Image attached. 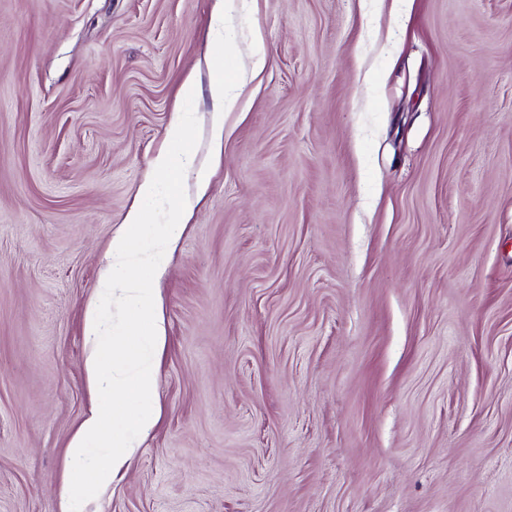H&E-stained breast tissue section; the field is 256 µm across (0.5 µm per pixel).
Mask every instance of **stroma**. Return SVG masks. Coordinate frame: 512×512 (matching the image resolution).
<instances>
[{
    "mask_svg": "<svg viewBox=\"0 0 512 512\" xmlns=\"http://www.w3.org/2000/svg\"><path fill=\"white\" fill-rule=\"evenodd\" d=\"M0 0V512H58L83 313L175 108L210 174L161 417L96 512H512V0ZM192 90H184L186 80ZM227 0H214L211 14L208 38L216 45V51L208 61L209 68L219 76L212 79L209 86V95L212 100L210 113V129L212 147L220 152L224 145V112L231 111L237 101L235 85L224 80V15Z\"/></svg>",
    "mask_w": 512,
    "mask_h": 512,
    "instance_id": "obj_1",
    "label": "stroma"
}]
</instances>
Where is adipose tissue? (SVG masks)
<instances>
[{
  "label": "adipose tissue",
  "mask_w": 512,
  "mask_h": 512,
  "mask_svg": "<svg viewBox=\"0 0 512 512\" xmlns=\"http://www.w3.org/2000/svg\"><path fill=\"white\" fill-rule=\"evenodd\" d=\"M224 15L225 0H214L208 38L216 50L208 65L214 73L210 129L217 152L224 145V114L237 101L234 84L222 76ZM191 125V113H172L166 129L169 147L153 158L155 175L138 189L142 204L128 212L113 235L86 305L84 369L93 398L67 448L71 474L60 495V512H91L98 495L124 478L160 418L157 359L167 332L156 284L196 204L189 195L162 204L161 178L187 175Z\"/></svg>",
  "instance_id": "1"
}]
</instances>
